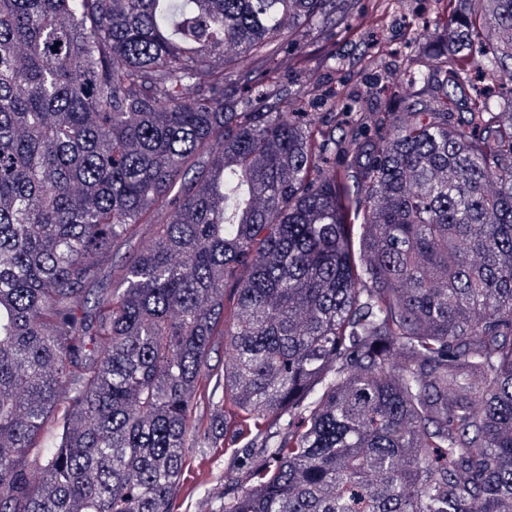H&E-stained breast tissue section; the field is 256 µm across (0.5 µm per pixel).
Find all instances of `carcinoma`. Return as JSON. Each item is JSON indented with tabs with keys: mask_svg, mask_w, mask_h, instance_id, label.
Returning <instances> with one entry per match:
<instances>
[{
	"mask_svg": "<svg viewBox=\"0 0 512 512\" xmlns=\"http://www.w3.org/2000/svg\"><path fill=\"white\" fill-rule=\"evenodd\" d=\"M396 2L0 0V512H173L218 336L221 512H512V0H434L392 112L275 63Z\"/></svg>",
	"mask_w": 512,
	"mask_h": 512,
	"instance_id": "cac0c4a2",
	"label": "carcinoma"
}]
</instances>
